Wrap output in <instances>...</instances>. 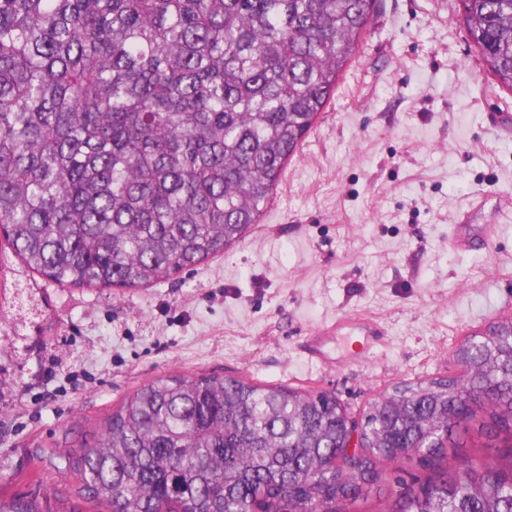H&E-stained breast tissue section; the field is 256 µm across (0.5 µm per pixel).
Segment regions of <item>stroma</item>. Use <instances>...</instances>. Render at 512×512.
I'll list each match as a JSON object with an SVG mask.
<instances>
[{"mask_svg": "<svg viewBox=\"0 0 512 512\" xmlns=\"http://www.w3.org/2000/svg\"><path fill=\"white\" fill-rule=\"evenodd\" d=\"M477 239L452 243L455 227ZM0 492L72 491L51 462L144 383L245 375L361 410L456 373L467 335L512 317V92L485 71L459 0H377L336 92L243 242L179 279L61 288L0 237ZM378 321L369 357L333 370L302 344L337 317Z\"/></svg>", "mask_w": 512, "mask_h": 512, "instance_id": "obj_1", "label": "stroma"}]
</instances>
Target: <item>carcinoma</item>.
<instances>
[{
    "instance_id": "obj_1",
    "label": "carcinoma",
    "mask_w": 512,
    "mask_h": 512,
    "mask_svg": "<svg viewBox=\"0 0 512 512\" xmlns=\"http://www.w3.org/2000/svg\"><path fill=\"white\" fill-rule=\"evenodd\" d=\"M375 0H0V228L62 287L173 280L240 242L336 91ZM512 91V0H460ZM18 322L38 310L16 293ZM461 373L399 385L361 418L327 392L220 374L152 380L63 456L109 512H350L386 463L432 467L512 437V317ZM359 447L349 449L352 436ZM78 500V501H80ZM62 493L0 512H84ZM381 512H512V463L466 457Z\"/></svg>"
}]
</instances>
